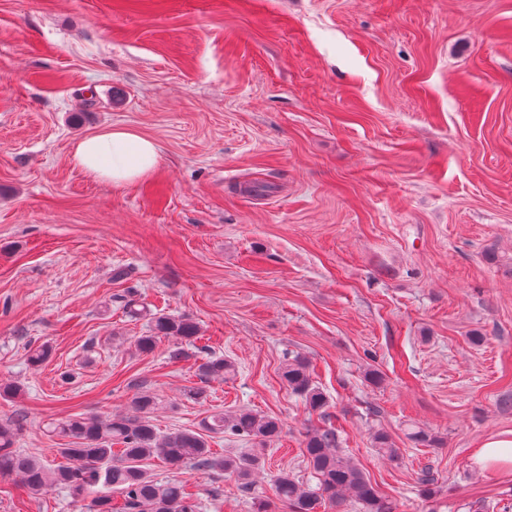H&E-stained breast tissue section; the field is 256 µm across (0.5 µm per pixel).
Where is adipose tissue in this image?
<instances>
[{
    "mask_svg": "<svg viewBox=\"0 0 512 512\" xmlns=\"http://www.w3.org/2000/svg\"><path fill=\"white\" fill-rule=\"evenodd\" d=\"M71 162L93 179L126 184L153 172L159 163V151L152 140L115 127L77 141Z\"/></svg>",
    "mask_w": 512,
    "mask_h": 512,
    "instance_id": "ef3b65f1",
    "label": "adipose tissue"
}]
</instances>
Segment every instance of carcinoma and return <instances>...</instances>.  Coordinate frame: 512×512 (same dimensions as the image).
I'll list each match as a JSON object with an SVG mask.
<instances>
[{
    "label": "carcinoma",
    "mask_w": 512,
    "mask_h": 512,
    "mask_svg": "<svg viewBox=\"0 0 512 512\" xmlns=\"http://www.w3.org/2000/svg\"><path fill=\"white\" fill-rule=\"evenodd\" d=\"M173 338L176 346L169 358L179 360L184 346H195L201 339L195 322L188 318L164 315L151 318L148 334L135 339L141 353L154 350L156 340ZM199 377L207 383L234 373V366L222 357L205 356L198 366ZM282 376L288 388L302 397L313 412L327 406L323 393L313 383L305 358L296 355L285 363ZM159 407L158 398L148 391L137 393L130 412L122 415L70 416L53 424V431L72 439V446L57 449L63 462L52 466L41 456L15 447L19 426L0 423V475L18 478L17 487L30 496L53 487L66 490L74 502L91 499V512H201L195 493L175 479L155 480L147 463L159 460L170 470L189 465L216 472L232 479L246 493H253L255 473L267 443L283 430L280 419L260 415L248 409L226 415H211L203 428L209 433L229 431L257 444L241 455L221 456L212 451L204 435L191 430L162 434L152 424V414ZM377 452L390 459L396 449L386 433L373 436ZM339 439L332 428L307 432L305 458L317 475V487L307 488L286 472L274 480V494L289 512H315L323 499L341 503L351 494L364 512H393L363 471L338 451ZM117 493L120 499L112 498Z\"/></svg>",
    "instance_id": "carcinoma-1"
}]
</instances>
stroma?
Segmentation results:
<instances>
[{
	"instance_id": "obj_1",
	"label": "stroma",
	"mask_w": 512,
	"mask_h": 512,
	"mask_svg": "<svg viewBox=\"0 0 512 512\" xmlns=\"http://www.w3.org/2000/svg\"><path fill=\"white\" fill-rule=\"evenodd\" d=\"M112 126L157 143L149 178L72 166ZM156 314L234 375L201 383L168 338L139 353ZM297 354L323 413L282 377ZM1 381L22 392L0 422L53 463L52 422L128 412L141 383L165 433L279 418L266 499L280 472L313 483L305 433L332 428L395 512H512V473L475 462L512 431V0H0ZM176 476L202 512H252L233 480ZM0 512L88 509L2 476ZM148 334L137 336L135 347L140 353H150L154 350L156 340L161 337L173 338L176 346L169 351L171 360H179L184 354L183 343L186 346L195 347L196 342L201 339L199 329L195 322L188 318L161 314L152 317ZM180 345V346H179Z\"/></svg>"
}]
</instances>
